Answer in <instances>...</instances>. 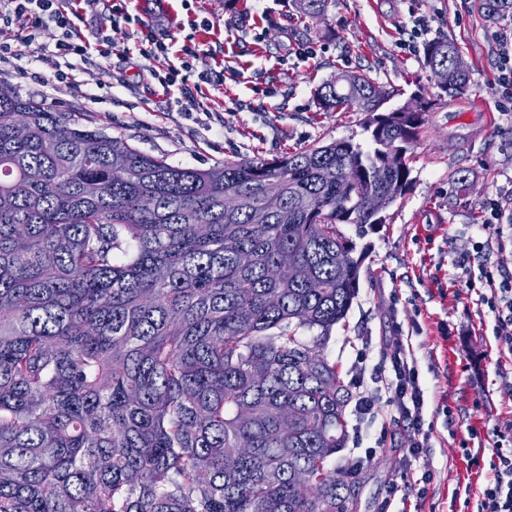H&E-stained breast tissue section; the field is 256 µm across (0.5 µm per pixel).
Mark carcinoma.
Wrapping results in <instances>:
<instances>
[{
    "label": "carcinoma",
    "mask_w": 512,
    "mask_h": 512,
    "mask_svg": "<svg viewBox=\"0 0 512 512\" xmlns=\"http://www.w3.org/2000/svg\"><path fill=\"white\" fill-rule=\"evenodd\" d=\"M456 54L425 48L450 97L469 89ZM376 89H317L365 114L366 145L196 169L0 88V512H352L353 395L324 354L359 288L341 225L404 194L428 109Z\"/></svg>",
    "instance_id": "carcinoma-1"
}]
</instances>
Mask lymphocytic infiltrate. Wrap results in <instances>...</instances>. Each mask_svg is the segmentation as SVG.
Returning a JSON list of instances; mask_svg holds the SVG:
<instances>
[{
	"label": "lymphocytic infiltrate",
	"mask_w": 512,
	"mask_h": 512,
	"mask_svg": "<svg viewBox=\"0 0 512 512\" xmlns=\"http://www.w3.org/2000/svg\"><path fill=\"white\" fill-rule=\"evenodd\" d=\"M98 0H83L81 6L68 7L62 0H0V31H9L10 37L0 41V56L19 48H30L38 31L47 25H55L61 35L54 45L56 55L75 56L82 59L91 54L108 56L112 53V38L104 35L96 42L85 40L82 27L88 7ZM136 48L141 58L165 60L166 67L152 71L164 92H176L184 110L200 105L206 88H218L224 84V73L210 69L195 73L194 63L203 55L216 56L217 51L207 43H179L173 37L156 38L144 34ZM481 280L487 288L482 301L493 314L496 323V339L501 348L512 351V278L496 280L493 273L482 272ZM385 366L371 369L369 379H356L360 393L356 409L368 420L378 416L379 400H386L399 419L413 432L411 446L399 459L397 479L387 487L388 499L402 496L423 495L411 474L412 461L431 439L425 427L424 392L419 384L415 360L409 346L395 342L386 354ZM491 479L485 484L477 502L476 512H512V446L496 442L489 460Z\"/></svg>",
	"instance_id": "obj_1"
}]
</instances>
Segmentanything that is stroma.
<instances>
[{"label":"stroma","instance_id":"stroma-1","mask_svg":"<svg viewBox=\"0 0 512 512\" xmlns=\"http://www.w3.org/2000/svg\"><path fill=\"white\" fill-rule=\"evenodd\" d=\"M160 37L218 41L230 76L200 108L182 110L148 74H137L113 34L110 56L84 64L52 56L0 59V85L25 99L96 126L142 153L207 169L225 160L275 159L318 142L366 134L358 112H325L317 86L345 71L367 72L392 104L423 90L432 105L410 156L412 183L363 231L343 225L362 257L360 282L346 317L325 349L353 375L359 337L371 340L369 365L385 361L395 340L408 342L424 391L430 446L414 461L415 475L432 473L418 512H474L490 478L497 437H512V354L495 341L493 317L467 288L485 266L512 276V241L485 229L483 204L512 200V102L497 87L500 31L512 18L490 22L476 0H329L323 17H297L283 0H130ZM209 28L191 30L189 18ZM427 37L410 39L414 20ZM458 48L469 73L466 93L440 96L424 60L428 40ZM313 42L316 58L296 51ZM66 73L58 81L56 73ZM483 249H474V242ZM406 424L380 407L377 421L349 420L337 461L375 449L353 478L357 512H378L398 457L411 444ZM481 451L473 460L472 451Z\"/></svg>","mask_w":512,"mask_h":512}]
</instances>
